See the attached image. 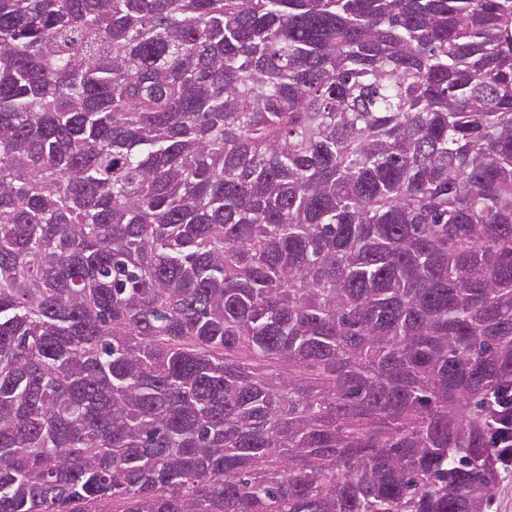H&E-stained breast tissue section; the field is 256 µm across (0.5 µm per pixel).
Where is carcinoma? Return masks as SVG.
Wrapping results in <instances>:
<instances>
[{
  "mask_svg": "<svg viewBox=\"0 0 512 512\" xmlns=\"http://www.w3.org/2000/svg\"><path fill=\"white\" fill-rule=\"evenodd\" d=\"M512 0H0V512H485Z\"/></svg>",
  "mask_w": 512,
  "mask_h": 512,
  "instance_id": "carcinoma-1",
  "label": "carcinoma"
}]
</instances>
